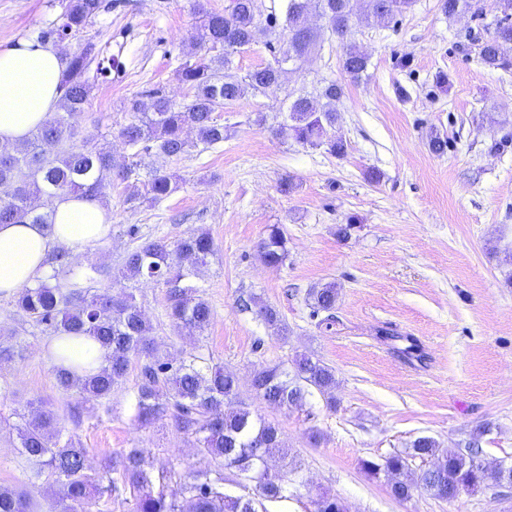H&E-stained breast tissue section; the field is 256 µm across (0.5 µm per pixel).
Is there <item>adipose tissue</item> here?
<instances>
[{
	"label": "adipose tissue",
	"mask_w": 512,
	"mask_h": 512,
	"mask_svg": "<svg viewBox=\"0 0 512 512\" xmlns=\"http://www.w3.org/2000/svg\"><path fill=\"white\" fill-rule=\"evenodd\" d=\"M64 57L58 48L24 38L0 45V145H19L56 110ZM52 227L0 224V293L36 287L52 273L49 255L64 248L78 253L111 231L109 214L98 201L79 193L52 197ZM66 354L77 373L99 368L104 351L93 339H53L49 358Z\"/></svg>",
	"instance_id": "adipose-tissue-1"
}]
</instances>
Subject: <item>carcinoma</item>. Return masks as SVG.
Returning a JSON list of instances; mask_svg holds the SVG:
<instances>
[{
    "label": "carcinoma",
    "instance_id": "1",
    "mask_svg": "<svg viewBox=\"0 0 512 512\" xmlns=\"http://www.w3.org/2000/svg\"><path fill=\"white\" fill-rule=\"evenodd\" d=\"M258 0H229L224 11L199 7L200 24L193 37L192 58L177 69L179 80L189 90L188 101L175 103L159 90L149 92L150 104L139 98L128 101V114L119 130L123 142L135 149L134 155L151 152L180 159L193 147L185 136L196 132L197 141L213 146L224 142L226 127L215 113L246 94L256 95L278 85L287 73L286 66L300 69L321 50V35L300 27L301 17L315 11L326 20L331 35L339 38L342 68L352 79L368 69V57L350 38L352 20L387 27L406 13L412 0H281L280 8H270L260 19ZM441 10L454 16L462 11L477 14V0H440ZM102 0H63L58 21L43 32L75 36L93 24L100 14ZM266 37L272 61L244 76L232 71L231 54L235 46L254 45ZM101 49L88 39L67 57L60 81L57 112L31 132L21 147L0 146V184L11 186L12 193L0 198V224H53L50 212H39L32 199L39 195L81 193L94 199L104 196L117 183L129 181L133 170L115 163L112 152L97 143L92 134L82 135L69 119L86 110L95 76L101 71ZM483 64L492 69L512 70V13L497 18L490 37L480 44ZM344 95L336 81L325 82L311 91L301 89L288 94V117L297 142L311 148H326L342 156L345 144L328 135L336 123L337 105ZM176 189L173 176L160 169L147 172L142 187H133L127 201L145 198L160 202ZM264 263L276 267L288 258L286 238L272 225L259 242ZM215 255V244L205 231H193L175 241L148 239L128 251L117 271L96 264L76 270L70 252L56 251L49 257L53 274L35 288H26L15 297V305L49 335L90 336L106 350L105 363L96 371L78 376L69 368L56 367L57 386L75 391L81 399L100 405L126 378L132 358L143 360L134 392V417L147 427L169 420L175 428L194 439L196 452L214 466L192 470L185 475L169 472L154 475L141 452L135 448L104 461L100 469L88 464V451L72 439H63L64 425L53 410L30 400L31 418L19 429L20 454L30 464L31 481L42 478L56 487L54 512H94L106 495L125 497L128 512H266L263 501L287 498L285 475L269 467L275 456L284 457L282 433L278 425L249 408H232L239 395L238 378L224 367L200 360L195 355L174 363L159 356L153 327L133 294L110 295L90 287L106 277L134 283H159L169 286L168 317L178 328L193 335L210 324L212 310L191 283L200 268ZM338 292L336 284L326 283L308 292V301L317 312L327 313L334 322ZM253 314L278 336L287 335L279 312L253 297L244 303ZM385 338L404 341L398 352L405 358L422 360L420 345L408 336L389 331ZM336 384L335 373L323 361L301 354L292 370L279 365L254 372L251 390L262 402L285 409L303 405L309 389L321 393ZM438 443L431 436H419L405 451L383 460L362 462L365 471L382 476L392 496L409 499L421 487L438 499L460 486L475 490L484 484L512 485V466L479 468L474 464L478 451L466 456L437 457ZM430 465L414 471L415 461ZM233 469L245 493L230 495L225 490L224 470ZM175 481L186 505L166 491ZM0 512H32L30 499L9 488H0Z\"/></svg>",
    "mask_w": 512,
    "mask_h": 512
}]
</instances>
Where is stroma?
I'll return each instance as SVG.
<instances>
[{
    "instance_id": "1",
    "label": "stroma",
    "mask_w": 512,
    "mask_h": 512,
    "mask_svg": "<svg viewBox=\"0 0 512 512\" xmlns=\"http://www.w3.org/2000/svg\"><path fill=\"white\" fill-rule=\"evenodd\" d=\"M227 3L104 0L83 34L58 44L69 55L91 39L122 64L120 75L98 76L74 125L98 130L117 162L127 161L131 151L118 130L128 100L159 88L184 102L176 70L199 24L196 8L220 11ZM481 7L480 20L468 12L449 17L439 0H415L396 24L355 22L351 37L369 57L357 80L344 73L336 38L324 36L311 64L220 113L224 143L178 160L144 156L142 168L173 174L175 192L133 204L125 186L112 188L103 200L112 224L107 239L73 261L115 269L138 239L210 233L217 254L196 279L213 311L202 334L187 335L168 318L165 285H138L135 296L161 354L222 363L239 377L241 401L279 425L288 458L269 465L287 467L289 498L267 503V512H315L326 493L345 512H512V486L466 491L451 502L419 489L399 502L384 479L362 468L363 460H383L420 436L434 437L448 455L467 453L476 435L487 465H512V266L497 257L512 251V71L489 69L479 57L494 0ZM60 12V0H0V43L40 37ZM441 73L447 83H437ZM323 79L344 87L332 130L346 145L340 157L297 143L282 110L289 92ZM435 133L448 142L444 154L429 148ZM288 182L293 191H285ZM351 218L350 237H338ZM273 224L288 249L277 268L257 252ZM327 282L338 289L330 326L307 299L309 288ZM251 295L279 312L287 338L242 310ZM384 330L416 340L424 360L404 359L381 338ZM50 340L13 297L0 295V346L25 347L23 357L0 361V390L8 394L0 403V487L28 492L44 508L50 503L52 485L30 486L18 450L17 413L33 398L57 411L92 465L138 448L157 473L205 467L191 438L170 422L135 425L137 367L94 408L58 388ZM304 352L334 370L335 389L312 392L300 412L258 403L253 371L291 366Z\"/></svg>"
}]
</instances>
